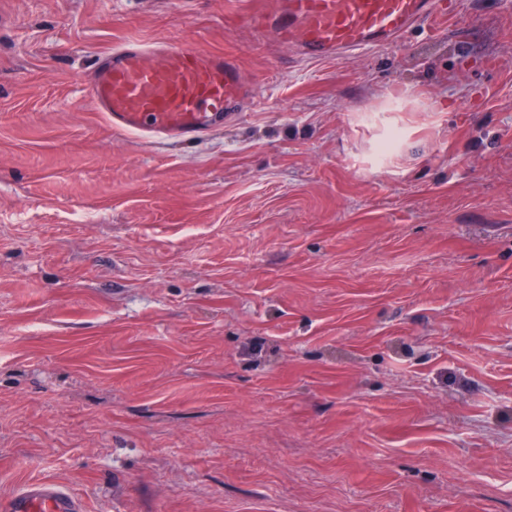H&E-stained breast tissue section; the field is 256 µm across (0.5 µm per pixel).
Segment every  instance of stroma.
<instances>
[{
    "label": "stroma",
    "instance_id": "1",
    "mask_svg": "<svg viewBox=\"0 0 512 512\" xmlns=\"http://www.w3.org/2000/svg\"><path fill=\"white\" fill-rule=\"evenodd\" d=\"M273 2L0 0V499L512 512V6L311 61ZM130 39L256 94L113 132L90 75ZM2 512H83L75 496L51 480L26 483L10 497L0 500Z\"/></svg>",
    "mask_w": 512,
    "mask_h": 512
}]
</instances>
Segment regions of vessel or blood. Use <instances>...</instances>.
<instances>
[{
	"mask_svg": "<svg viewBox=\"0 0 512 512\" xmlns=\"http://www.w3.org/2000/svg\"><path fill=\"white\" fill-rule=\"evenodd\" d=\"M444 15L440 0H279L249 22L299 56L321 60L398 44ZM90 85L93 108L113 131L155 143L199 141L235 121L253 94L233 57L136 40L98 56ZM0 512H83V505L58 483L38 480L0 500Z\"/></svg>",
	"mask_w": 512,
	"mask_h": 512,
	"instance_id": "vessel-or-blood-1",
	"label": "vessel or blood"
}]
</instances>
